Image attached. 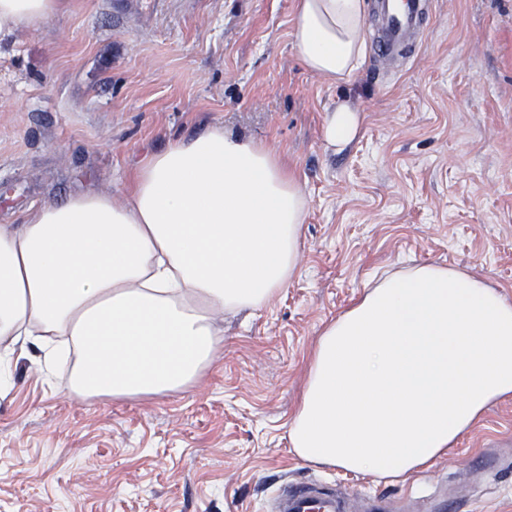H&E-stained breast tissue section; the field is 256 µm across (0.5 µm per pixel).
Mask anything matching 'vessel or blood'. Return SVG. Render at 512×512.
Instances as JSON below:
<instances>
[{
	"label": "vessel or blood",
	"mask_w": 512,
	"mask_h": 512,
	"mask_svg": "<svg viewBox=\"0 0 512 512\" xmlns=\"http://www.w3.org/2000/svg\"><path fill=\"white\" fill-rule=\"evenodd\" d=\"M428 0H375L376 57L388 59L411 54L427 28ZM345 496L319 481H289L277 491L274 512H344Z\"/></svg>",
	"instance_id": "b4317fda"
}]
</instances>
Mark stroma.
I'll return each instance as SVG.
<instances>
[{
  "instance_id": "obj_1",
  "label": "stroma",
  "mask_w": 512,
  "mask_h": 512,
  "mask_svg": "<svg viewBox=\"0 0 512 512\" xmlns=\"http://www.w3.org/2000/svg\"><path fill=\"white\" fill-rule=\"evenodd\" d=\"M359 109L344 150L327 107ZM221 125L280 155L307 198L288 285L224 315V346L185 390L72 392L37 351L0 397V512H266L320 479L394 512H512V396L408 476L301 460L287 429L324 325L373 276L431 263L512 300V0H433L414 55L366 51L348 80L303 67L293 0H68L0 39V224L86 192L122 199L146 153Z\"/></svg>"
}]
</instances>
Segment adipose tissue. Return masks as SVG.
Returning <instances> with one entry per match:
<instances>
[{"label":"adipose tissue","mask_w":512,"mask_h":512,"mask_svg":"<svg viewBox=\"0 0 512 512\" xmlns=\"http://www.w3.org/2000/svg\"><path fill=\"white\" fill-rule=\"evenodd\" d=\"M66 0H0V38ZM366 0H294L302 65L331 80L363 64ZM358 115L330 108L349 145ZM306 199L263 143L215 125L138 168L127 197L89 192L0 225V387L16 352L46 366L73 346L70 387L115 399L189 387L222 344L224 311L263 306L296 270ZM512 395V303L467 270L419 264L384 277L327 323L288 427L299 458L405 475L453 447Z\"/></svg>","instance_id":"ef3b65f1"}]
</instances>
